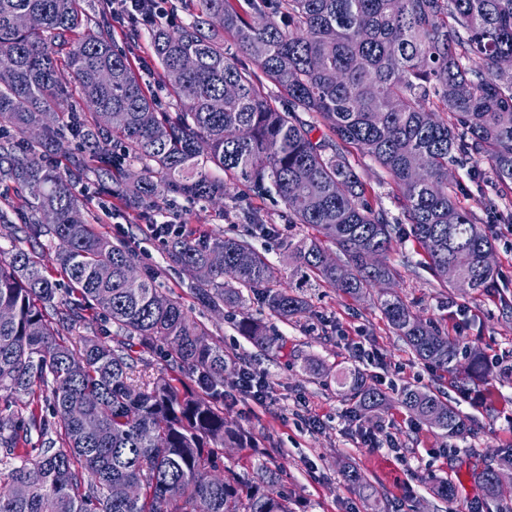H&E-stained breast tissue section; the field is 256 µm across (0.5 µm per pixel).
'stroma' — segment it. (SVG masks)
<instances>
[{
	"label": "stroma",
	"mask_w": 512,
	"mask_h": 512,
	"mask_svg": "<svg viewBox=\"0 0 512 512\" xmlns=\"http://www.w3.org/2000/svg\"><path fill=\"white\" fill-rule=\"evenodd\" d=\"M353 161L370 204L390 217H400L386 174L361 154H354ZM225 187L227 197L221 204L178 202L175 212L184 232L200 242L224 233L251 236L249 227L231 220L230 213L236 207L257 208L274 224L276 234L251 237L252 243L266 252L281 284H291L293 265L286 244L306 236V226L291 223L278 198L255 195L230 178ZM79 188L90 197L85 218L112 242L133 250L139 268L158 271L163 288L179 297L189 318L207 330L226 355L267 378L271 396L259 405L240 393L241 370L224 375V415L247 436L243 445H229L224 463L245 480L260 482L263 467L280 468L295 512H448L447 502L434 491L445 479L456 488L458 507L476 500L483 512H512V491L489 497L469 474L472 453L489 459L512 445V376L501 371L503 365L512 364V318L503 316L500 303L501 297L512 299L511 240L494 236L497 289L483 296L460 295L442 287L411 239L393 244L391 259L400 275L392 291L421 319L441 324L449 333H461L483 355L499 359L487 376L496 392L494 402H462L463 412L472 419L471 432L452 447L396 403L398 392L407 386L434 389L450 400L457 393L447 373L418 359L389 330L376 295L355 302L333 288L305 289L308 308L297 319L266 320L267 329L278 334L281 344L277 355L267 354L236 329L242 314L259 315L253 295H246L241 307L232 311L204 307L196 298L193 276L167 266V242L147 232L136 210L113 214L116 199L111 187L99 186L95 179L83 180ZM357 342L379 350L381 362L371 365L357 357L353 350ZM351 366L363 369L368 383L389 396L391 403L379 417L355 414L351 403L338 395L334 375ZM352 419L379 439L394 440V448L358 443L347 432ZM350 467L365 476V486L346 481L344 472Z\"/></svg>",
	"instance_id": "1"
}]
</instances>
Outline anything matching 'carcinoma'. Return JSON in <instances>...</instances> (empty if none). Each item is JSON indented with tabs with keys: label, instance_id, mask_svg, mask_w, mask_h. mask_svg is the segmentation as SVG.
Returning <instances> with one entry per match:
<instances>
[{
	"label": "carcinoma",
	"instance_id": "1",
	"mask_svg": "<svg viewBox=\"0 0 512 512\" xmlns=\"http://www.w3.org/2000/svg\"><path fill=\"white\" fill-rule=\"evenodd\" d=\"M83 2L0 0V183L28 193L18 222L0 210L14 241L0 260V307L11 310L0 320V463L8 464L0 512H293L279 470L265 469L256 485L224 465V445L246 440L224 418V348L157 272L131 275L135 254L86 221L74 191L84 160L61 171L42 156L76 141L98 178L117 171L115 193L146 219L173 198H224L226 176L274 192L313 230L287 245L301 285L360 298L399 276L390 253L407 235L435 275L451 265L469 291L485 293L496 270L482 264L494 251L484 225L512 224V210L491 203L474 213L448 189V167L485 160L495 187L512 184V72L499 66L512 57V0H177L173 10L191 20L144 25L174 112L158 111L106 14H89ZM25 15L38 25L18 26ZM226 35L237 52L224 47ZM186 56L196 59L191 69L180 68ZM74 88L87 111L73 108ZM321 125L328 132L313 137ZM355 150L387 173L402 218L366 202ZM419 158L422 180L412 175ZM240 218L254 236L273 232L253 211ZM167 259L207 269L195 290L213 309L239 306L246 291L280 320L307 308L238 236L179 238ZM54 269L69 280L66 296ZM379 309L461 395L492 396L485 359L463 337L422 321L398 295L383 293ZM98 321L115 328V345L74 338ZM238 330L274 348L261 319L244 316ZM134 340L167 346L175 373L136 388ZM337 384L356 412L387 405L356 368ZM17 393L32 396L25 415L11 410ZM398 403L450 440L470 431L458 403L433 391L406 387ZM498 466L512 469V447L497 465L471 469L489 495ZM123 481L141 495L112 498L111 485Z\"/></svg>",
	"mask_w": 512,
	"mask_h": 512
}]
</instances>
